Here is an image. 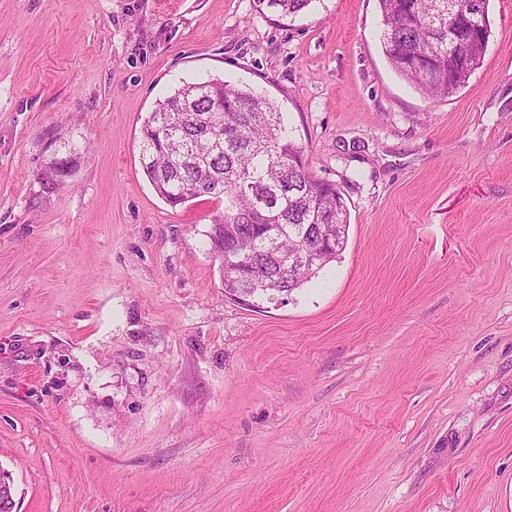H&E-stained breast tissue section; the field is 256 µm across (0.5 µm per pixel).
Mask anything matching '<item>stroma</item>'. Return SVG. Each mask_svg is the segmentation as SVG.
<instances>
[{
    "label": "stroma",
    "mask_w": 512,
    "mask_h": 512,
    "mask_svg": "<svg viewBox=\"0 0 512 512\" xmlns=\"http://www.w3.org/2000/svg\"><path fill=\"white\" fill-rule=\"evenodd\" d=\"M435 100L378 0H0V471L14 512H512V0ZM275 101L345 247L224 294L216 199L140 129L181 82ZM72 171L54 186L53 157Z\"/></svg>",
    "instance_id": "1"
}]
</instances>
